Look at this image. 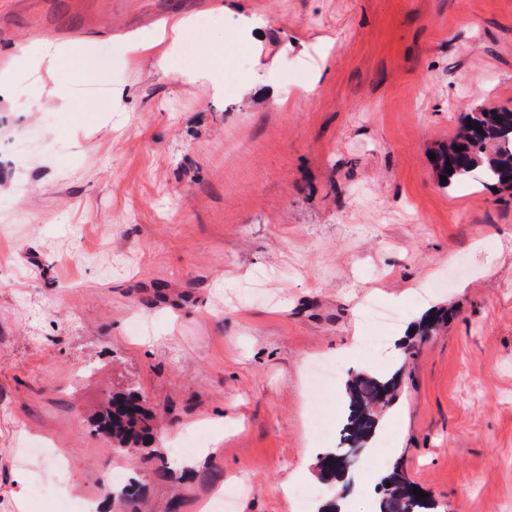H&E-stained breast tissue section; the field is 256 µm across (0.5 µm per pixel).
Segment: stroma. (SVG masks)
<instances>
[{"instance_id":"1","label":"stroma","mask_w":512,"mask_h":512,"mask_svg":"<svg viewBox=\"0 0 512 512\" xmlns=\"http://www.w3.org/2000/svg\"><path fill=\"white\" fill-rule=\"evenodd\" d=\"M175 18L189 63L122 49ZM46 39L92 50L83 81L24 66L0 98V512L92 488L132 512L115 471L150 512L230 485L232 512H317L283 488L329 495L357 370L401 374L383 468L436 512H512V192L443 188L430 158L512 107V0H0V70ZM86 85L124 95L91 112ZM130 386L192 479L93 431ZM33 437L64 477L19 464Z\"/></svg>"}]
</instances>
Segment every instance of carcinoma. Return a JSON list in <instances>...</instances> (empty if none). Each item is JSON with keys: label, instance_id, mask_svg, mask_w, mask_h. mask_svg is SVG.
Instances as JSON below:
<instances>
[{"label": "carcinoma", "instance_id": "obj_1", "mask_svg": "<svg viewBox=\"0 0 512 512\" xmlns=\"http://www.w3.org/2000/svg\"><path fill=\"white\" fill-rule=\"evenodd\" d=\"M458 137L441 151L435 160L439 175L447 177L444 187L471 182L496 188L512 189V108H476L465 114ZM482 131H476V126ZM451 165H446V162ZM396 380L357 372L350 375L345 387L347 399L343 440L363 445L380 423L383 413L393 404ZM156 412L135 388L112 394L103 410L93 420L94 431L112 442V451L129 456L164 476L169 462L157 439ZM319 477L333 485L343 477L342 470L331 461L319 467ZM413 487L400 465H395L380 483V512H430L429 498L410 494Z\"/></svg>", "mask_w": 512, "mask_h": 512}]
</instances>
